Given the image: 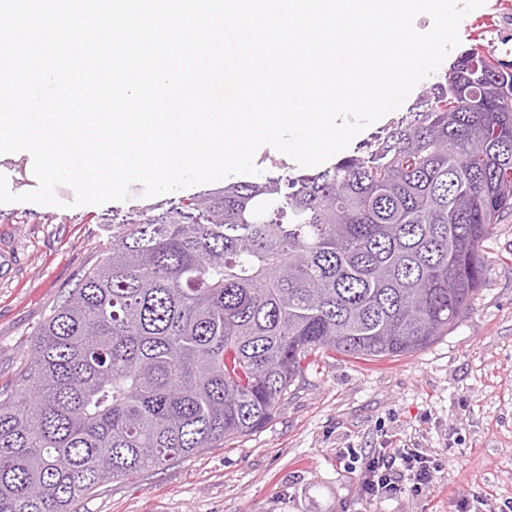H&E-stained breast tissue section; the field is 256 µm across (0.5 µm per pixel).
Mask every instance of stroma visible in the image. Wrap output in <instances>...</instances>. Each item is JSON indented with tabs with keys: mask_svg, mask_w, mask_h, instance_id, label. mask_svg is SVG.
I'll use <instances>...</instances> for the list:
<instances>
[{
	"mask_svg": "<svg viewBox=\"0 0 512 512\" xmlns=\"http://www.w3.org/2000/svg\"><path fill=\"white\" fill-rule=\"evenodd\" d=\"M512 7L486 0L460 25L461 49L512 61ZM199 185L124 202L0 204V386L30 353L49 310L102 257L112 226L167 213L217 191ZM488 282L449 335L416 353L365 360L331 354L309 366L273 420L138 479H114L77 512H499L512 502V213L485 243ZM369 457L415 448L441 467L428 491L369 503L346 449Z\"/></svg>",
	"mask_w": 512,
	"mask_h": 512,
	"instance_id": "1",
	"label": "stroma"
}]
</instances>
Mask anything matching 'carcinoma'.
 Segmentation results:
<instances>
[{
    "label": "carcinoma",
    "instance_id": "1",
    "mask_svg": "<svg viewBox=\"0 0 512 512\" xmlns=\"http://www.w3.org/2000/svg\"><path fill=\"white\" fill-rule=\"evenodd\" d=\"M431 91L374 149L112 225L0 388V512H75L264 428L320 351L399 357L448 335L512 212V63L474 46Z\"/></svg>",
    "mask_w": 512,
    "mask_h": 512
}]
</instances>
